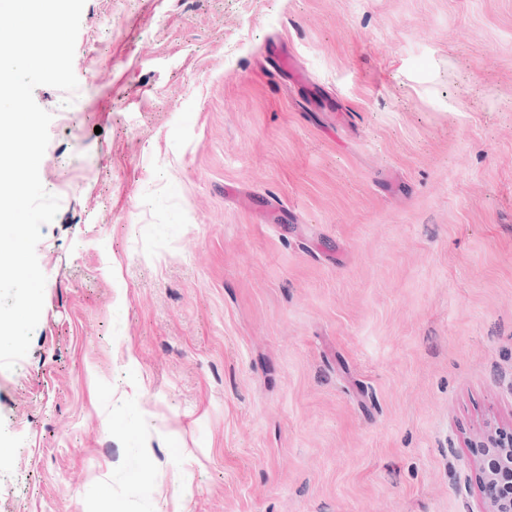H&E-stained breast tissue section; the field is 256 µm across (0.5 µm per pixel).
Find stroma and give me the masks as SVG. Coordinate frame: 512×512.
<instances>
[{
  "instance_id": "stroma-1",
  "label": "stroma",
  "mask_w": 512,
  "mask_h": 512,
  "mask_svg": "<svg viewBox=\"0 0 512 512\" xmlns=\"http://www.w3.org/2000/svg\"><path fill=\"white\" fill-rule=\"evenodd\" d=\"M73 68L0 512H488L512 0H86Z\"/></svg>"
}]
</instances>
